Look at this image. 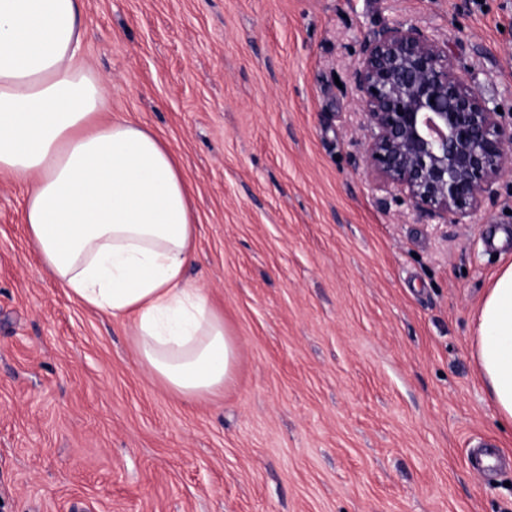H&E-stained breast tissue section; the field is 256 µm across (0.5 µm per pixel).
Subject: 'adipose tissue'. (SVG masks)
<instances>
[{
  "mask_svg": "<svg viewBox=\"0 0 512 512\" xmlns=\"http://www.w3.org/2000/svg\"><path fill=\"white\" fill-rule=\"evenodd\" d=\"M82 0H0V174L27 184L24 221L43 271L81 305L123 319L142 366L175 397L233 378L240 343L185 270L192 192L167 143L102 123L104 79L81 60ZM475 361L512 432V263L477 316Z\"/></svg>",
  "mask_w": 512,
  "mask_h": 512,
  "instance_id": "adipose-tissue-1",
  "label": "adipose tissue"
}]
</instances>
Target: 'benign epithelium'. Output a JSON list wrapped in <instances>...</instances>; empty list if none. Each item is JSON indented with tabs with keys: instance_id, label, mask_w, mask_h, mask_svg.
I'll list each match as a JSON object with an SVG mask.
<instances>
[{
	"instance_id": "1",
	"label": "benign epithelium",
	"mask_w": 512,
	"mask_h": 512,
	"mask_svg": "<svg viewBox=\"0 0 512 512\" xmlns=\"http://www.w3.org/2000/svg\"><path fill=\"white\" fill-rule=\"evenodd\" d=\"M378 187L421 215L463 224L512 174V120L413 24L373 31L354 71Z\"/></svg>"
}]
</instances>
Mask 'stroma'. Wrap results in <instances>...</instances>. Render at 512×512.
<instances>
[{
  "instance_id": "stroma-1",
  "label": "stroma",
  "mask_w": 512,
  "mask_h": 512,
  "mask_svg": "<svg viewBox=\"0 0 512 512\" xmlns=\"http://www.w3.org/2000/svg\"><path fill=\"white\" fill-rule=\"evenodd\" d=\"M109 118L158 133L191 187L188 279L240 344L185 401L125 321L45 275L0 176V512H512V435L474 326L512 262V175L466 224L387 201L354 70L382 26L448 48L512 113V0H83ZM502 464L478 474L466 450Z\"/></svg>"
}]
</instances>
